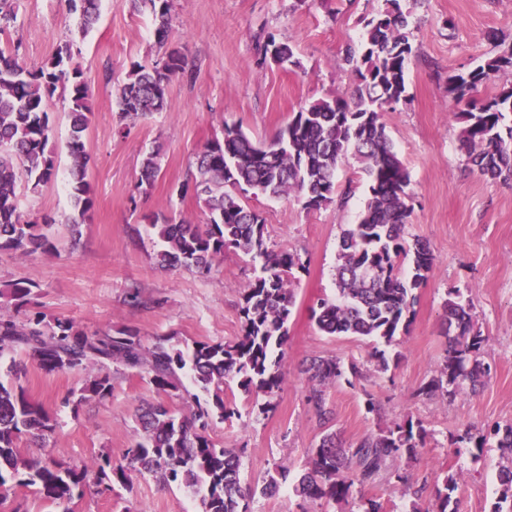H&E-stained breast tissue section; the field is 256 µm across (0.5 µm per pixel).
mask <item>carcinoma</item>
I'll use <instances>...</instances> for the list:
<instances>
[{
	"label": "carcinoma",
	"instance_id": "obj_1",
	"mask_svg": "<svg viewBox=\"0 0 512 512\" xmlns=\"http://www.w3.org/2000/svg\"><path fill=\"white\" fill-rule=\"evenodd\" d=\"M67 2L83 38L99 19L100 0ZM144 2L159 21L156 35L162 46L168 36L171 0ZM407 27L400 0H384L383 10L367 23L358 47L346 51L344 62L359 77L350 99H318L301 106L288 126L267 143L224 126L223 137L214 139L218 150L206 146L197 152L195 172L177 189L178 196L191 193L202 203L204 222L182 219L151 225L162 242L155 256L161 267L208 273L227 250L259 266V273L241 288L242 333L235 340L195 341L178 347L160 339L148 346L132 327L90 335L68 319L48 320L38 312L19 321L0 313V356L20 350L46 372L98 367L79 389V403L112 393V376L106 371L111 364L143 373L158 393L181 390L186 375L207 396L203 402L193 396L187 414L163 407L143 409L124 461L113 464L103 456L77 469L60 463L41 465L21 455L18 442L23 437L45 440L55 431L56 421L22 387L0 380L1 502L17 485L35 488L40 499L60 507L90 485H124L130 472L136 471L153 476L162 486L191 489L198 497L199 512H250L256 491L241 484L240 454L213 442L207 434L208 421L239 414L224 401V390L232 383L247 395L264 397L261 412L272 406L282 383L280 363L295 303L290 277L302 263L294 252L269 249L263 217L240 198L249 190L272 198L293 194L305 209H319L336 197L338 163L349 157L357 164L366 177L367 200L358 223L340 237L336 297L318 302L313 318L328 336L368 338L386 346L397 342L399 331L410 324L416 301L413 290L434 265L426 241L405 238L411 215L406 202L410 177L383 121L384 112L405 100L412 53ZM73 45L72 40L65 42L36 72L27 69L17 55L0 49V250L27 255L53 249L40 225L19 210L17 192L22 181L35 191L56 176L49 103L58 91L69 99L70 202L79 220L94 206L86 148L91 88L82 71L69 67ZM262 55L282 67L300 66L292 47L273 36L268 37ZM163 59V71L157 60L133 64L117 102L118 134H124L136 119L165 111L164 90L172 76L184 72L185 61L174 51ZM509 69L512 47L448 76V96L458 108L455 118L467 162L482 174L505 181L512 179V123L507 122L512 86L481 103L472 92ZM160 171L157 154H148L139 188L145 192L152 187ZM404 262L408 267L403 273ZM32 288L31 282L9 283L0 288V298L14 301L18 313L30 302ZM469 310L448 301V327L455 328V335L449 339L448 354L437 374L419 387L418 394H439L452 402L489 375L490 367L480 359L486 338L473 325ZM303 373L309 382L308 403L323 425L333 419L328 389L342 383L352 386L361 377L356 362L346 364L324 356L310 358ZM426 437L422 424L410 418L348 446L336 433L327 432L309 449L303 472L293 475L286 468L279 470L261 494L271 495L278 485L291 481L303 500L327 507L354 498L383 473L409 489L412 476L393 462L415 457L425 447ZM492 439L501 451L500 491L493 512H512V423L498 424L486 435L467 429L456 442L474 445L477 459ZM457 491V478L448 475L434 486L436 510L414 501L410 512H459Z\"/></svg>",
	"mask_w": 512,
	"mask_h": 512
}]
</instances>
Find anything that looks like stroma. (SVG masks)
<instances>
[{"mask_svg": "<svg viewBox=\"0 0 512 512\" xmlns=\"http://www.w3.org/2000/svg\"><path fill=\"white\" fill-rule=\"evenodd\" d=\"M383 0H172L170 34L159 48L156 22L132 0H101L99 20L86 39L75 42L72 64L90 82L93 115L87 131L88 174L95 205L71 234L72 207L66 188L69 156L68 103L54 96L52 119L57 175L37 191L20 189L21 212L44 222L52 252L27 256L0 250V285L35 283L37 311L67 318L87 333L137 328L146 344L231 341L241 333L240 289L254 277L247 258L225 252L210 273L163 270L155 263L161 243L152 221L176 216L195 222L204 214L193 196L177 186L192 169L194 156L224 126H238L253 139H271L299 106L317 99L349 97L358 76L344 62L364 25ZM409 19L413 52L406 99L383 120L399 158L408 169L412 213L406 238L426 240L435 264L416 290L414 315L398 346L389 348L390 368L379 372L374 344L355 336L320 333L312 317L318 299L335 298L334 279L342 229L354 224L367 199V182L353 160H343L334 202L304 209L295 197L247 195L261 214L271 249L297 252L296 295L288 321L284 380L273 411L263 414L253 397L227 391L239 417L213 420V441L242 451V485L262 487L277 469L305 468L308 451L323 435L307 402L303 364L313 355L363 365L355 385L330 390L333 428L345 442L377 434L412 419L427 431L417 458L400 459L413 477L442 481L459 475L460 512H492L497 500L498 448L472 461L454 438L465 427L487 428L512 421V180H492L469 168L459 146L460 125L447 91L450 73L465 71L496 55L495 31L512 46V0H401ZM16 17L0 25V48L39 69L66 40L75 17L67 0H14ZM293 46L299 66L262 63L268 36ZM186 61L169 85L167 109L137 119L127 136L116 132L115 101L134 63L154 62L164 49ZM159 151L161 174L141 193L143 157ZM138 300H131V292ZM471 305L472 321L487 341L481 359L491 367L484 385L455 401L418 395L438 369L448 346L446 303L450 293ZM85 371L45 373L28 364L15 379L28 396L57 420L43 442L22 440L30 459L53 460L74 468L102 455L113 462L133 442L136 416L150 403L188 412L184 392L156 393L134 370L112 375V393L73 407L65 398L78 391ZM379 409L367 412V395ZM361 499L329 510L303 502L291 486L273 496H255L252 512H361L362 499L379 500L386 512H409L412 497L386 480L366 485ZM70 512H198L185 487L159 485L150 475L132 473L125 486L103 491L90 486L69 505Z\"/></svg>", "mask_w": 512, "mask_h": 512, "instance_id": "stroma-1", "label": "stroma"}]
</instances>
